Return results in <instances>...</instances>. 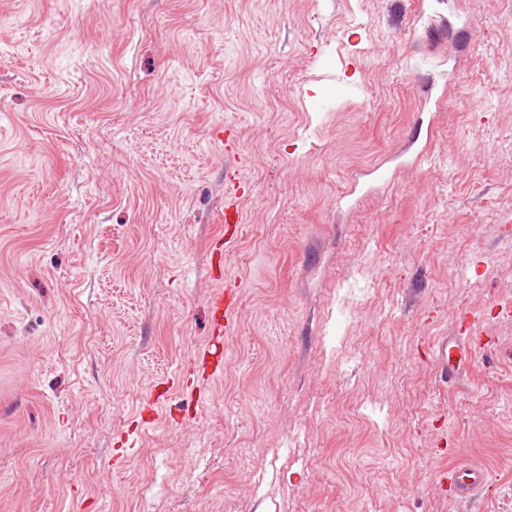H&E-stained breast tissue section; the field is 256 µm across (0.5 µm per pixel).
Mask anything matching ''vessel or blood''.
<instances>
[{"instance_id": "b4317fda", "label": "vessel or blood", "mask_w": 512, "mask_h": 512, "mask_svg": "<svg viewBox=\"0 0 512 512\" xmlns=\"http://www.w3.org/2000/svg\"><path fill=\"white\" fill-rule=\"evenodd\" d=\"M243 221L242 211L236 198L226 197L224 201V234L216 238L210 248L211 268L216 279L222 280V288L216 290L209 305L211 340L201 345L194 355L196 374L200 379H209L224 371V358L219 353L216 337L229 333L232 315L238 298L237 280L224 275V254L235 243ZM478 317L466 313L457 323V332L439 339L436 348V366L441 382L448 387H456L461 369L473 363L476 348L468 338L476 325ZM180 379L164 380L154 384L145 394L144 408L141 413L143 422H152L159 409L167 405L173 392L183 391ZM454 498L462 503L475 499L483 489L485 474L482 469L471 465H458L443 474Z\"/></svg>"}]
</instances>
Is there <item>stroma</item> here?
<instances>
[{
  "instance_id": "obj_1",
  "label": "stroma",
  "mask_w": 512,
  "mask_h": 512,
  "mask_svg": "<svg viewBox=\"0 0 512 512\" xmlns=\"http://www.w3.org/2000/svg\"><path fill=\"white\" fill-rule=\"evenodd\" d=\"M508 299L512 0H0V512H512ZM243 221L238 200L226 196L224 201V236L216 238L211 244V268L213 275L224 287L216 290L210 299L209 317L211 338L201 345L194 355V366L199 379H210L224 371V358L218 353L216 339L227 335L232 324V315L238 298L237 279L224 275V252L235 243ZM216 336V337H215ZM480 319L472 314H463L457 323L456 336H444L439 339L436 348V366L439 378L448 388L458 384L461 369L473 363L476 347L469 340V336H461L472 332ZM174 391L180 392V401L176 406V411L179 413L183 412L184 414L187 411L190 415L193 400H185L184 395L187 389L184 388L180 378L178 377L171 381L164 380L157 382L146 392L144 397V408L141 413L142 421L146 424L152 422L159 409L169 403ZM449 483L453 497L462 503H468L475 499L483 489L485 474L482 469L471 465H457L448 473L445 471L442 482Z\"/></svg>"
}]
</instances>
